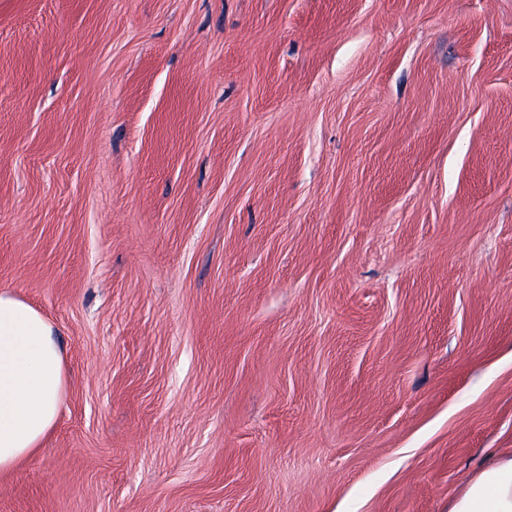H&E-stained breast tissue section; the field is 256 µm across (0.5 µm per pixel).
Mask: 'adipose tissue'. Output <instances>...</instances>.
Wrapping results in <instances>:
<instances>
[{"label":"adipose tissue","instance_id":"ef3b65f1","mask_svg":"<svg viewBox=\"0 0 512 512\" xmlns=\"http://www.w3.org/2000/svg\"><path fill=\"white\" fill-rule=\"evenodd\" d=\"M67 383L55 329L17 295L0 292V475L15 470L55 428ZM450 512H512V456L486 467Z\"/></svg>","mask_w":512,"mask_h":512}]
</instances>
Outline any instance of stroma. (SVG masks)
<instances>
[{
	"label": "stroma",
	"mask_w": 512,
	"mask_h": 512,
	"mask_svg": "<svg viewBox=\"0 0 512 512\" xmlns=\"http://www.w3.org/2000/svg\"><path fill=\"white\" fill-rule=\"evenodd\" d=\"M68 383L0 512H449L512 454V0H0V291Z\"/></svg>",
	"instance_id": "35a3bbf8"
}]
</instances>
